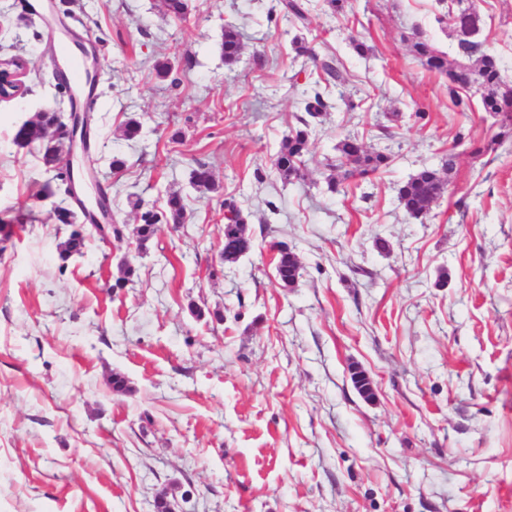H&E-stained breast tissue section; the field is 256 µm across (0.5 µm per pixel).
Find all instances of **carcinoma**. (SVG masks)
<instances>
[{"label":"carcinoma","instance_id":"cac0c4a2","mask_svg":"<svg viewBox=\"0 0 512 512\" xmlns=\"http://www.w3.org/2000/svg\"><path fill=\"white\" fill-rule=\"evenodd\" d=\"M164 15L182 18L189 10V0H158ZM283 17L303 21L307 17L304 0H280ZM412 50L429 69L448 75V95L455 107L465 111L469 106V97L459 94V89L469 87L480 94L482 108L486 112L502 116L500 136L512 134V88L505 85L501 76L498 58L482 49V43L467 38H458L455 64L448 63V56L439 51L431 42L418 36L412 42ZM221 51L224 64L236 63L241 55L242 43L237 27L227 22L221 39ZM331 103L324 92L315 89L304 100L305 115L297 118L298 125L291 128L281 141L273 159V166L279 176L291 182L303 176L304 157L310 152L311 122L325 112ZM24 140L38 147L41 160L46 166L58 169L57 179L71 178L70 170L61 171L59 165L64 147L68 140V131L54 112H41L36 119L20 125L13 141ZM338 156L332 160L325 158L324 168L329 171L327 186L336 191V176L344 179L355 175L367 177L389 167L391 155L365 146L355 138L346 137L336 145ZM457 155L448 152L441 161V168H423L411 176L398 189V199L405 211L418 218L425 214L430 205L445 191V175L453 171ZM190 183L197 190L215 191L216 183L207 164L195 161L190 173ZM135 210L138 224L135 228L136 247L142 249L155 235L160 224H182L187 218V209L183 196L170 192L164 206L150 205L138 193L128 195ZM225 208L224 242L221 257L227 263H234L251 251L253 244L247 232V218L234 201H223ZM85 247V236L79 230L70 232L62 242L60 259L67 261L72 255L80 254ZM276 272L284 287L294 285L300 277L301 265L297 256L283 246L278 248Z\"/></svg>","mask_w":512,"mask_h":512}]
</instances>
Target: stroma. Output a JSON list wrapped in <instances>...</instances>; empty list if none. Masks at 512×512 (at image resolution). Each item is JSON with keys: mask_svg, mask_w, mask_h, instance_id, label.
Returning <instances> with one entry per match:
<instances>
[{"mask_svg": "<svg viewBox=\"0 0 512 512\" xmlns=\"http://www.w3.org/2000/svg\"><path fill=\"white\" fill-rule=\"evenodd\" d=\"M277 2L191 0L179 20L157 0H54L100 62L94 147L74 166L109 186L124 233L64 262L61 198L42 193L55 173L13 133L40 112L68 118L70 96L40 0H0V58L27 62L24 95L0 101V221L34 217L0 239V512H155L166 488L179 512H512V137L473 159L499 117L476 99L459 111L411 51L419 31L456 59L447 0H349L336 17L309 0L303 23ZM475 6L512 87V0ZM228 21L243 43L229 67ZM297 36L349 81L288 182L272 159L321 80ZM131 118L143 130L128 141ZM348 135L392 162L332 193L322 162ZM450 150L444 194L411 217L399 186ZM197 160L217 191L191 185ZM172 190L186 222L135 250L128 193L160 204ZM227 198L253 247L224 264ZM276 244L301 263L293 287L275 277ZM124 258L136 273L118 289ZM115 373L128 393L109 390Z\"/></svg>", "mask_w": 512, "mask_h": 512, "instance_id": "35a3bbf8", "label": "stroma"}]
</instances>
